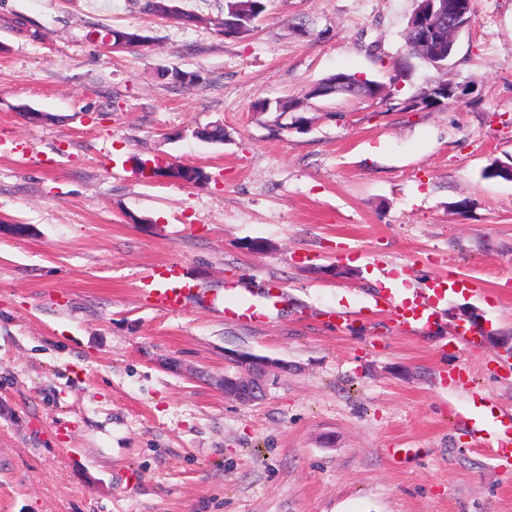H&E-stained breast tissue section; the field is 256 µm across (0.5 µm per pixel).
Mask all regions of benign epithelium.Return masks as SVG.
<instances>
[{
    "label": "benign epithelium",
    "mask_w": 512,
    "mask_h": 512,
    "mask_svg": "<svg viewBox=\"0 0 512 512\" xmlns=\"http://www.w3.org/2000/svg\"><path fill=\"white\" fill-rule=\"evenodd\" d=\"M178 0H151L154 10L165 14L185 26L193 22L176 9ZM472 0H422L421 6L409 20V27L415 32L418 45L435 58L446 57L453 42L448 35L459 33L472 22ZM349 90L352 96L375 98L379 92L375 86L366 82L353 84L343 74L335 76V80L326 86H316L315 97H327L340 90ZM236 371L226 373L220 378L219 385L224 396L249 405L265 395V377L273 369L283 370L287 364L268 357L257 356L244 351H232L227 354Z\"/></svg>",
    "instance_id": "benign-epithelium-1"
}]
</instances>
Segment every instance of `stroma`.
<instances>
[{
  "label": "stroma",
  "mask_w": 512,
  "mask_h": 512,
  "mask_svg": "<svg viewBox=\"0 0 512 512\" xmlns=\"http://www.w3.org/2000/svg\"><path fill=\"white\" fill-rule=\"evenodd\" d=\"M142 3L0 0V220L31 228L0 238V512H512V463L451 413L475 390L512 411V357L450 339L466 310L512 334V181L483 176L512 164V0H475L447 69L404 81L416 0H270L239 39L224 0H183L189 28ZM109 29L149 41L88 38ZM338 72L384 93L310 97ZM439 78L461 97L406 109ZM166 260L200 290L179 314L136 290ZM438 279L467 285L417 334L367 309ZM239 284L285 298L233 320ZM231 350L288 369L243 405ZM224 314L244 322H253L263 319L266 310L251 303L244 290L234 291L228 302L224 305Z\"/></svg>",
  "instance_id": "1"
}]
</instances>
